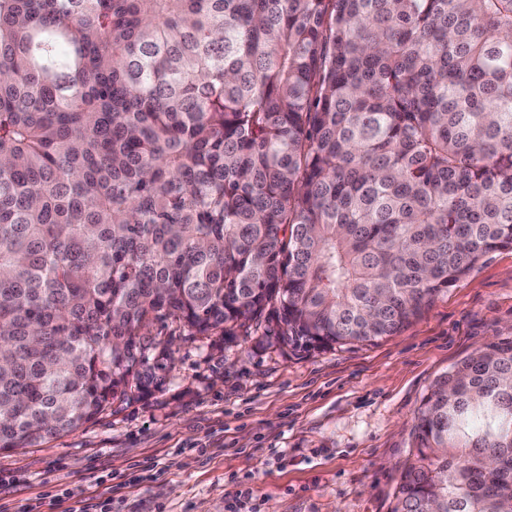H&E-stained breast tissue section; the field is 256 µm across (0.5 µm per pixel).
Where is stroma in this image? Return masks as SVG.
<instances>
[{"mask_svg": "<svg viewBox=\"0 0 512 512\" xmlns=\"http://www.w3.org/2000/svg\"><path fill=\"white\" fill-rule=\"evenodd\" d=\"M512 333V250L490 253L412 324L316 353L239 337L174 347L147 400L35 448L0 451V512H390L423 396ZM122 486H114L113 476Z\"/></svg>", "mask_w": 512, "mask_h": 512, "instance_id": "stroma-1", "label": "stroma"}]
</instances>
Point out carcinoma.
Listing matches in <instances>:
<instances>
[{"instance_id":"carcinoma-1","label":"carcinoma","mask_w":512,"mask_h":512,"mask_svg":"<svg viewBox=\"0 0 512 512\" xmlns=\"http://www.w3.org/2000/svg\"><path fill=\"white\" fill-rule=\"evenodd\" d=\"M512 249V0H0V450L173 338L374 344ZM392 512H512V336L436 379Z\"/></svg>"}]
</instances>
